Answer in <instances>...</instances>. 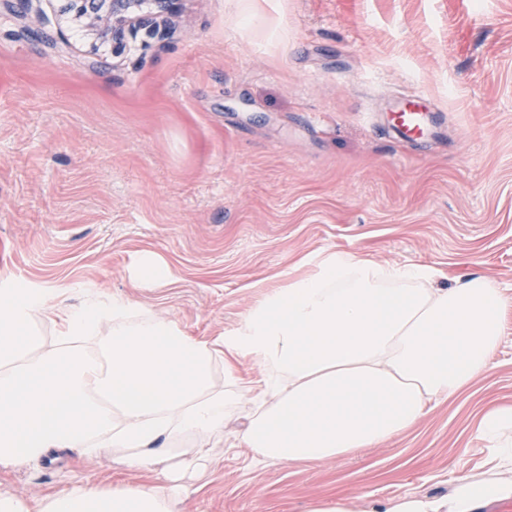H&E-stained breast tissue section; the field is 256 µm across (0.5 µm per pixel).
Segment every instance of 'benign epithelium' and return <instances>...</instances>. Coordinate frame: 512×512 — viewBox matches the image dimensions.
I'll return each mask as SVG.
<instances>
[{
    "instance_id": "obj_1",
    "label": "benign epithelium",
    "mask_w": 512,
    "mask_h": 512,
    "mask_svg": "<svg viewBox=\"0 0 512 512\" xmlns=\"http://www.w3.org/2000/svg\"><path fill=\"white\" fill-rule=\"evenodd\" d=\"M66 10L86 21L96 40L112 43V52L125 47L127 37L142 32L150 37L157 33L159 22L173 15L180 0H151L153 11L138 15L139 0H64Z\"/></svg>"
}]
</instances>
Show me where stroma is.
Segmentation results:
<instances>
[{
  "instance_id": "stroma-1",
  "label": "stroma",
  "mask_w": 512,
  "mask_h": 512,
  "mask_svg": "<svg viewBox=\"0 0 512 512\" xmlns=\"http://www.w3.org/2000/svg\"><path fill=\"white\" fill-rule=\"evenodd\" d=\"M62 0H0V292L19 302L129 300L185 336L232 334L303 257L353 251L484 275L512 293V0H181L163 39L91 44ZM426 96L441 136L383 132ZM163 259L173 276L157 281ZM512 405V312L491 370L390 441L270 462L224 440L178 479L177 512H379L505 476L475 435ZM157 475L53 451L0 468V492Z\"/></svg>"
}]
</instances>
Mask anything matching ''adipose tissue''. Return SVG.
I'll use <instances>...</instances> for the list:
<instances>
[{
    "instance_id": "adipose-tissue-1",
    "label": "adipose tissue",
    "mask_w": 512,
    "mask_h": 512,
    "mask_svg": "<svg viewBox=\"0 0 512 512\" xmlns=\"http://www.w3.org/2000/svg\"><path fill=\"white\" fill-rule=\"evenodd\" d=\"M422 264L379 265L326 251L310 273L258 301L229 337L196 340L130 301L25 305L0 293V467L49 450L169 475L210 461L224 410L257 401L241 442L264 460L322 461L380 445L454 399L491 368L512 296L483 276L448 288ZM50 319L58 346L34 326ZM112 328L94 354L72 339L100 319ZM244 354L276 368L245 393L215 387L218 361ZM477 435L512 463V406L479 420ZM196 440L194 452L181 439ZM512 497V479H460L450 497L405 496L388 512H479ZM171 487L90 484L36 500L0 493V512H174Z\"/></svg>"
}]
</instances>
